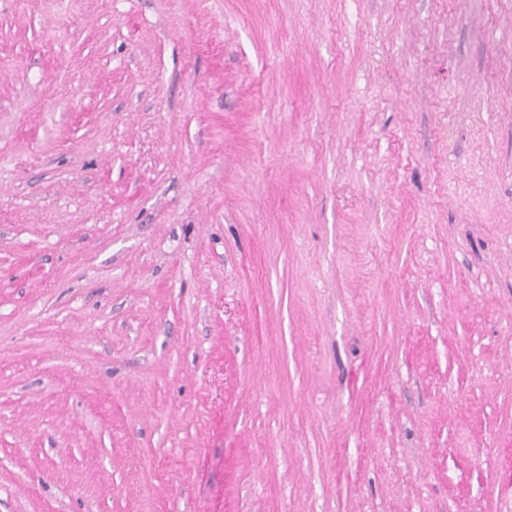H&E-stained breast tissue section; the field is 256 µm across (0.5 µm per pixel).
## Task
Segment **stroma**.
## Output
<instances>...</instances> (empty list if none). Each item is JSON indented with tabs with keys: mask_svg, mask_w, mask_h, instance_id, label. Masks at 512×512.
Segmentation results:
<instances>
[{
	"mask_svg": "<svg viewBox=\"0 0 512 512\" xmlns=\"http://www.w3.org/2000/svg\"><path fill=\"white\" fill-rule=\"evenodd\" d=\"M0 512H512V0H0Z\"/></svg>",
	"mask_w": 512,
	"mask_h": 512,
	"instance_id": "35a3bbf8",
	"label": "stroma"
}]
</instances>
